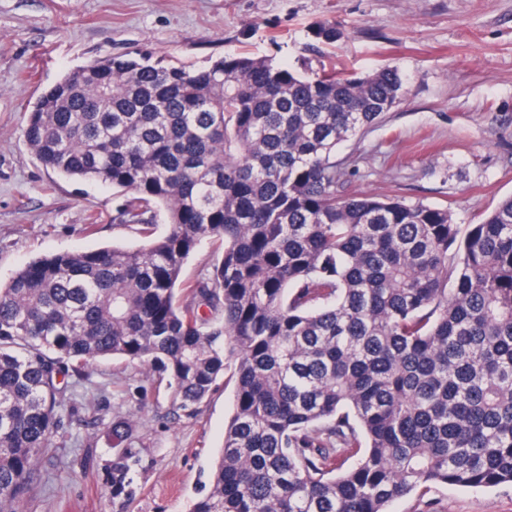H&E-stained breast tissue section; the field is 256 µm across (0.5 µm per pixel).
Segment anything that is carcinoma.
<instances>
[{"mask_svg":"<svg viewBox=\"0 0 512 512\" xmlns=\"http://www.w3.org/2000/svg\"><path fill=\"white\" fill-rule=\"evenodd\" d=\"M406 93L389 65L194 67L138 49L43 90L31 152L129 195L116 219L147 242L39 256L0 285V512H22L57 449L62 380L110 358L148 365L188 412L233 370L189 512H388L434 486L512 485V196L461 226L446 207L345 192L334 160ZM204 241L221 258L182 282ZM129 433L112 420L115 444ZM139 465L132 450L112 463V498Z\"/></svg>","mask_w":512,"mask_h":512,"instance_id":"cac0c4a2","label":"carcinoma"}]
</instances>
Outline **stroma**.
Listing matches in <instances>:
<instances>
[{"mask_svg":"<svg viewBox=\"0 0 512 512\" xmlns=\"http://www.w3.org/2000/svg\"><path fill=\"white\" fill-rule=\"evenodd\" d=\"M324 21L341 31L334 44L310 34ZM134 47L195 67L226 54L359 76L398 67L406 96L336 150L346 192L420 199L463 225L512 196V0H0V282L45 254L143 244L139 225L114 222L110 187L47 171L23 137L45 86ZM234 390L225 372L190 414L155 391L145 366L96 363L24 512H186L204 493ZM117 416L141 459L128 501L112 496L117 450L105 429ZM426 499L433 512H512L510 485L436 487L389 512H422Z\"/></svg>","mask_w":512,"mask_h":512,"instance_id":"1","label":"stroma"}]
</instances>
